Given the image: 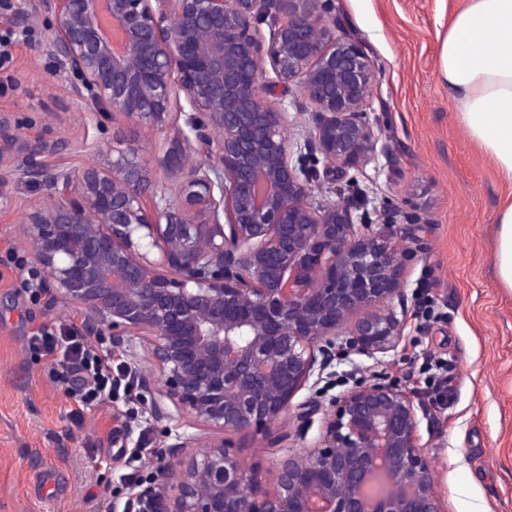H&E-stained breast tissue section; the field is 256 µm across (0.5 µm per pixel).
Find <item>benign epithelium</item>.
Wrapping results in <instances>:
<instances>
[{"mask_svg": "<svg viewBox=\"0 0 512 512\" xmlns=\"http://www.w3.org/2000/svg\"><path fill=\"white\" fill-rule=\"evenodd\" d=\"M49 2L40 49L74 76L88 119L176 123L168 196L129 150L48 166L55 145L21 139L0 113V166L55 199L20 219L36 262L87 335L148 339L164 381L156 417L169 402L216 431H260L323 381L337 351L397 348L408 251L349 203L312 199L336 169L378 160L374 65L336 34L333 0ZM180 99L190 111H172ZM290 105L312 112L301 143L286 135ZM323 420L310 446L277 460L269 489L220 441L183 463L170 503L157 490L169 465L153 461L139 512H444L407 393L357 383Z\"/></svg>", "mask_w": 512, "mask_h": 512, "instance_id": "benign-epithelium-1", "label": "benign epithelium"}]
</instances>
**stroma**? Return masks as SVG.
I'll list each match as a JSON object with an SVG mask.
<instances>
[{
    "mask_svg": "<svg viewBox=\"0 0 512 512\" xmlns=\"http://www.w3.org/2000/svg\"><path fill=\"white\" fill-rule=\"evenodd\" d=\"M462 0H334L345 30L375 66L371 115L386 151L347 186L344 198H369L371 218L392 215L396 241L410 251L404 267L405 336L368 357L334 361L332 394L359 380L406 391L418 409L421 445L436 466L435 490L447 512H512V290L496 274L494 222L505 186L457 119L439 74L448 20ZM38 11L34 25H0V110L25 138L55 143L50 165L106 163L112 134L88 120L72 78L40 52L54 15L46 0H0V15ZM173 127L128 129L126 147L147 163L159 190L176 182L163 166ZM98 144L90 154L81 142ZM12 198L0 210V512H127L153 476L145 460L170 461L164 483L175 498L180 464L194 456L180 439L226 441L264 488L287 449L318 437L321 414L282 415L258 433H220L185 415L158 420L147 408L162 387L149 345L103 349L113 368L138 369L143 389H116L110 403L76 408L52 356L29 349L31 337L58 336L80 322L42 274L20 216L48 202L46 190L16 175L0 178Z\"/></svg>",
    "mask_w": 512,
    "mask_h": 512,
    "instance_id": "stroma-1",
    "label": "stroma"
}]
</instances>
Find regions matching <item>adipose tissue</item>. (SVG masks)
I'll list each match as a JSON object with an SVG mask.
<instances>
[{
	"instance_id": "adipose-tissue-1",
	"label": "adipose tissue",
	"mask_w": 512,
	"mask_h": 512,
	"mask_svg": "<svg viewBox=\"0 0 512 512\" xmlns=\"http://www.w3.org/2000/svg\"><path fill=\"white\" fill-rule=\"evenodd\" d=\"M440 71L468 137L512 184V0H464L441 41ZM500 281L512 288V198L497 210Z\"/></svg>"
}]
</instances>
